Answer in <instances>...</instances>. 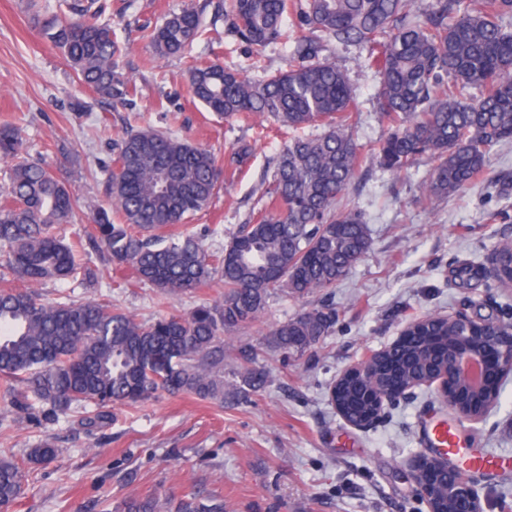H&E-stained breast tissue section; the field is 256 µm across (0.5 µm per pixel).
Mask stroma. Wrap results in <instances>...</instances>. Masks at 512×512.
Returning <instances> with one entry per match:
<instances>
[{
	"label": "stroma",
	"instance_id": "1",
	"mask_svg": "<svg viewBox=\"0 0 512 512\" xmlns=\"http://www.w3.org/2000/svg\"><path fill=\"white\" fill-rule=\"evenodd\" d=\"M102 21L129 46L120 58L138 93L114 108L94 103L58 48L25 12L22 0H0V122L20 123L32 157L51 164L65 179L80 213L105 204L112 169L110 143L126 127H151L209 148L224 158L237 142L253 155L234 181L192 220L206 248H223L261 206L268 163L284 141L273 121L217 118L188 91L187 59H158L146 51L143 21H159L183 0H99ZM225 0H194L205 34L195 56L220 59L231 68L261 56L272 71L287 69L281 46L263 53L214 23ZM328 55L349 76L355 97L353 136L378 141L385 127L376 109L378 80L368 49L331 42ZM90 102L75 116L74 100ZM433 162L421 158L407 174L393 177L373 167L356 178L341 200L361 211L371 247L336 287L295 299L273 294L263 315L224 339V402L159 393L135 406H116L112 423L91 429L78 413L46 422L0 406V446L11 449L25 472L21 496L8 512H102L107 501L129 495L181 496L190 492L223 498L225 512H428L411 479L413 467L431 450L423 425L440 418L454 423L467 448L512 454V375L500 383V403L484 420L459 419L433 390L416 389L366 428L350 425L337 411L332 386L349 366L393 343L412 319L448 315L512 318V288L493 287L490 256L500 240H512V144L493 149L485 172L458 196L428 205L422 182ZM94 283L75 288L86 300L111 294L125 313L147 323L163 313H187L218 299L203 287L165 296L134 284L128 271L94 260ZM333 312L329 335L305 353L283 354L271 343L281 322L314 308ZM257 352L264 388L239 393L238 352ZM57 454L45 463L26 455L41 439ZM484 512H512V468L475 474Z\"/></svg>",
	"mask_w": 512,
	"mask_h": 512
}]
</instances>
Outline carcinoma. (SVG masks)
I'll return each mask as SVG.
<instances>
[{"label":"carcinoma","mask_w":512,"mask_h":512,"mask_svg":"<svg viewBox=\"0 0 512 512\" xmlns=\"http://www.w3.org/2000/svg\"><path fill=\"white\" fill-rule=\"evenodd\" d=\"M97 0H59L62 15L42 21L44 35L61 49L80 83L106 104H123L136 93L118 71L122 49L112 27L99 22ZM512 0H435L418 13L412 0H229L228 31L256 51L289 46L288 69L249 76L218 61L192 60L188 88L194 100L226 120L267 115L297 131L321 126L315 136L288 139L273 164L267 202L242 225L220 253L198 237L166 234L205 209L220 186L243 170L252 148L238 144L226 165L208 149L157 129H127L112 142L119 166L105 185L107 206L92 215V228L68 241L61 226L77 223L70 191L49 166L32 160L19 128L0 124V160L10 162L0 192V255L15 280L0 285V398L18 413L63 415L73 405L83 422L112 421L111 408L147 401L158 392L191 394L224 404V335L255 322L280 291L305 298L333 288L370 249L368 227L357 209L336 201L358 172L375 164L396 176L420 156L434 167L422 184L427 201L462 192L487 166L490 152L512 142V33L501 18ZM299 35L287 44L288 22ZM150 52L184 56L202 36L199 12L188 0L161 22L142 24ZM380 48L379 115L387 132L366 148L352 135L353 92L346 73L323 58L330 40ZM481 89L470 100L469 89ZM129 265L138 279L178 296L204 286L223 289L220 299L188 316L162 314L149 323L119 311L110 300L79 301L66 294L42 301L33 288L47 282L79 287L95 276L90 261ZM499 283L512 285V240L494 249ZM336 317L312 308L272 331L283 353L303 352L328 334ZM459 326L451 316L414 321L412 341L394 361L405 382L424 379L431 359L445 360ZM243 385L256 392L265 374L250 368L255 355L240 353ZM387 359L368 360L365 381L381 387ZM337 399L351 420L359 389L342 381ZM457 390L455 411L479 413L499 402ZM57 453L50 439L29 452L33 463ZM23 468L0 450V512L22 491ZM468 476L450 463L439 473L434 512H466L448 497V482ZM103 512H224V499L187 494L175 499L131 495Z\"/></svg>","instance_id":"cac0c4a2"}]
</instances>
